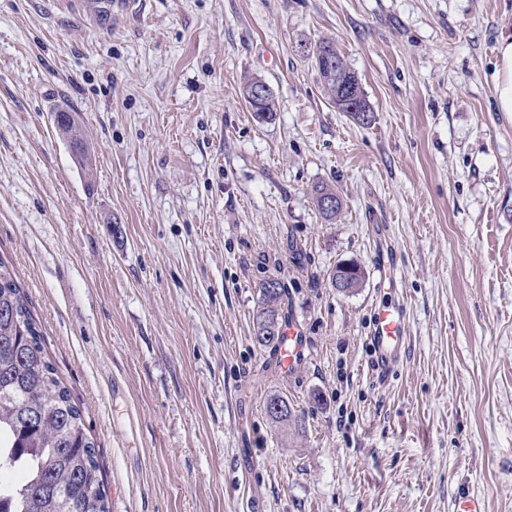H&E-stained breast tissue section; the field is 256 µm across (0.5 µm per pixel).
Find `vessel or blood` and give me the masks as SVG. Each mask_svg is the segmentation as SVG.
Listing matches in <instances>:
<instances>
[{
    "label": "vessel or blood",
    "mask_w": 512,
    "mask_h": 512,
    "mask_svg": "<svg viewBox=\"0 0 512 512\" xmlns=\"http://www.w3.org/2000/svg\"><path fill=\"white\" fill-rule=\"evenodd\" d=\"M369 339L373 348L370 369L378 377H387L405 348V308L402 303L392 302L377 310ZM277 355L280 369L286 375L291 374L303 359V336L298 321L285 324Z\"/></svg>",
    "instance_id": "b4317fda"
}]
</instances>
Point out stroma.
Returning <instances> with one entry per match:
<instances>
[{"instance_id": "35a3bbf8", "label": "stroma", "mask_w": 512, "mask_h": 512, "mask_svg": "<svg viewBox=\"0 0 512 512\" xmlns=\"http://www.w3.org/2000/svg\"><path fill=\"white\" fill-rule=\"evenodd\" d=\"M504 37L512 0H0V261L82 408L110 512H455L463 493L512 512ZM322 38L371 124L324 93ZM252 78L273 120L245 102ZM319 183L342 200L329 222ZM342 262L365 274L349 294ZM269 278L306 336L290 376L253 333ZM393 297L406 344L381 379L367 337ZM323 52L327 53L335 63L333 75H329L327 70L325 71L321 66L320 54ZM312 54L315 59V68L319 81L328 93L332 103L336 105V109L340 112H347L350 115L352 114L351 112H360L355 105L349 106L348 109L350 112L347 110V98H355L360 105L364 106L369 110V113L372 114L370 105L365 98L362 87L359 84L355 73L346 64L343 56L336 46V42L332 39H323L318 41L315 44ZM336 73L343 74V76L346 77L345 82L347 83V87L342 89L340 84L337 83ZM498 63L492 73V84L498 111L512 113V38L498 45ZM258 81L260 80H252L244 87V89L248 88L244 92V100L250 106L253 112L257 113V115H262L264 111L262 110L261 106L267 99H269L272 96V93L265 83L260 82L256 84ZM265 110L266 112H264V117H267L270 120H272L277 112L276 101L274 97H272L267 102ZM57 129L69 140L73 149L77 152L84 151V141L80 130L69 112H56L54 120Z\"/></svg>"}]
</instances>
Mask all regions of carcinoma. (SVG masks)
<instances>
[{
  "label": "carcinoma",
  "mask_w": 512,
  "mask_h": 512,
  "mask_svg": "<svg viewBox=\"0 0 512 512\" xmlns=\"http://www.w3.org/2000/svg\"><path fill=\"white\" fill-rule=\"evenodd\" d=\"M313 57L319 81L338 111H347L349 98L370 108L334 40L317 42ZM55 124L75 151H84L83 137L70 113H56ZM326 197H336L335 189L324 184L313 188L319 213L331 220L339 210L321 208ZM332 278L345 280L352 292L362 283L363 271L341 264ZM283 296L281 281L269 278L261 284L253 326L262 346H271L261 335L262 320L269 314L282 320ZM1 469L18 471L22 478L0 481V512H110L96 445L82 411L56 375L27 300L0 260Z\"/></svg>",
  "instance_id": "carcinoma-1"
}]
</instances>
